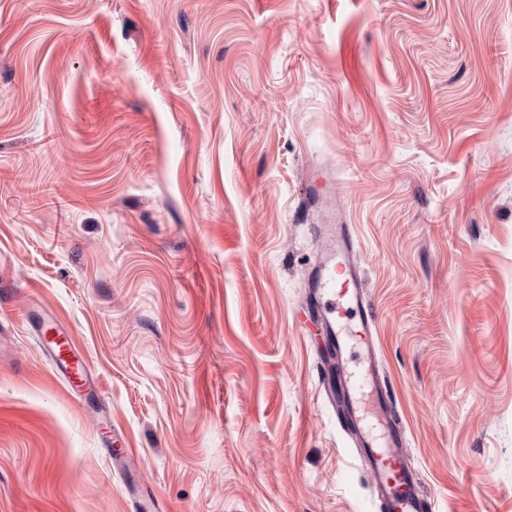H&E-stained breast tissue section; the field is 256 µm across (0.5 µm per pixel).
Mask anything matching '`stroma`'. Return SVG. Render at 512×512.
<instances>
[{
	"instance_id": "stroma-1",
	"label": "stroma",
	"mask_w": 512,
	"mask_h": 512,
	"mask_svg": "<svg viewBox=\"0 0 512 512\" xmlns=\"http://www.w3.org/2000/svg\"><path fill=\"white\" fill-rule=\"evenodd\" d=\"M318 167L436 512H512V0H0V512H381L296 318ZM25 319L32 325L35 332L40 336L42 347L48 351L56 368L66 377L72 388L99 386L98 378L92 370L84 353L79 349L71 336L63 330L55 331L59 335L58 341L55 337L48 336L49 329L43 320H33L35 309H28L24 313Z\"/></svg>"
}]
</instances>
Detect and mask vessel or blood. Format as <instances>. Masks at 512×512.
Returning a JSON list of instances; mask_svg holds the SVG:
<instances>
[{
    "label": "vessel or blood",
    "instance_id": "b4317fda",
    "mask_svg": "<svg viewBox=\"0 0 512 512\" xmlns=\"http://www.w3.org/2000/svg\"><path fill=\"white\" fill-rule=\"evenodd\" d=\"M333 179L329 171H317L308 178V202L320 220L316 232L322 245L312 272L306 309L316 328L334 348L352 347L367 369L342 379L335 386L331 383L330 366H322L321 388L336 410L339 425L351 434L367 461L384 512H435L434 500L424 492L403 452L405 430L375 361L372 342L375 318L355 264L357 241L350 225L338 223L330 210L328 195ZM24 317L31 321L43 347L49 348L56 368L71 387L97 385V376L71 336L63 333L51 337L45 322L36 319L34 310H27ZM368 390L373 392L385 424V438L381 441L361 424L357 396Z\"/></svg>",
    "mask_w": 512,
    "mask_h": 512
}]
</instances>
